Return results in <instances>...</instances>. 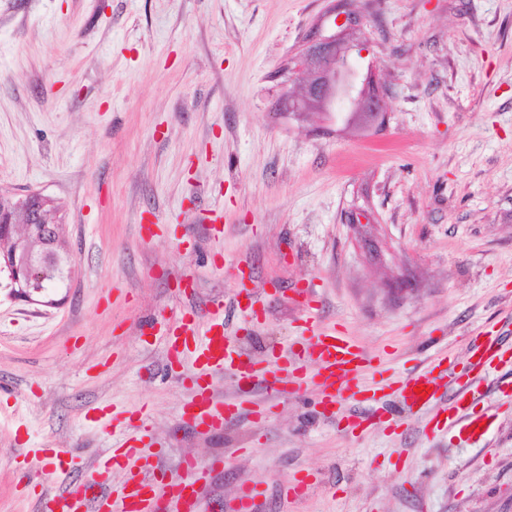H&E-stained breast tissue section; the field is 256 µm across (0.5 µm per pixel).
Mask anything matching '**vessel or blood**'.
Masks as SVG:
<instances>
[{
    "label": "vessel or blood",
    "instance_id": "1",
    "mask_svg": "<svg viewBox=\"0 0 512 512\" xmlns=\"http://www.w3.org/2000/svg\"><path fill=\"white\" fill-rule=\"evenodd\" d=\"M310 293L307 286L295 291L306 312L302 349L292 364L276 363L266 368V387L271 394L280 395L314 386L319 394L318 403L328 414L339 400L360 394L358 379L371 366L373 358L341 329L319 325L317 304ZM162 339L168 362H177L180 354L188 350L195 355L196 371L190 378L193 397L183 410L185 423L196 429L212 430L238 416V404L226 405L216 400L210 378L214 372L228 371L244 386L261 366L234 347L223 317L203 323L194 314L181 313L164 330ZM508 357L512 358V346L505 344L500 335L480 331L470 338L466 362L448 355L437 357L424 369L402 376L392 392L409 411H430L435 428L481 437L498 412L493 409L475 415L468 401L478 395L482 380ZM419 385L429 387L428 397L418 396L415 388ZM383 417L379 397L370 396L353 426L365 431L380 424ZM142 441L139 435L126 437L120 447L109 450L86 478L69 482L45 496L43 512H165L164 503L168 500L175 502L181 512H199V485L208 480L211 470L223 468V457H215L207 470L197 469L192 458H185L183 466L194 472V479L174 478L160 465L141 460ZM115 469L125 473L116 490L109 483V474ZM263 495L258 486L243 487L232 508L234 512H258Z\"/></svg>",
    "mask_w": 512,
    "mask_h": 512
}]
</instances>
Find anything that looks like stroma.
<instances>
[{"label": "stroma", "mask_w": 512, "mask_h": 512, "mask_svg": "<svg viewBox=\"0 0 512 512\" xmlns=\"http://www.w3.org/2000/svg\"><path fill=\"white\" fill-rule=\"evenodd\" d=\"M336 2L0 0V192L52 199L74 265L31 300L0 288V512H42L20 477L81 479L122 439L116 415L172 473L224 457L201 512L251 484L260 512H512V412L473 442L391 396L392 423L360 433L355 401L326 418L314 388L259 383L222 430L180 419L193 357L167 366L152 327L189 301L259 360L297 351L308 282L320 323L391 376L464 358L477 329L512 341V0H346L388 104L378 132L280 107ZM242 261L257 322L229 305ZM46 446L69 477L42 459L18 475ZM297 473L313 486L283 498Z\"/></svg>", "instance_id": "1"}]
</instances>
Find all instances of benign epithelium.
I'll return each mask as SVG.
<instances>
[{
    "label": "benign epithelium",
    "instance_id": "benign-epithelium-1",
    "mask_svg": "<svg viewBox=\"0 0 512 512\" xmlns=\"http://www.w3.org/2000/svg\"><path fill=\"white\" fill-rule=\"evenodd\" d=\"M331 15L332 26L337 31L315 37L295 59L296 67L304 76L303 94L298 100H286V109L290 112L326 113L344 99L360 104L367 125H383L388 109L385 97L373 76L360 80L356 72V58L363 57V53L368 51L366 43L351 38L360 28V19L341 6L333 9ZM28 200L34 203V207L25 212L23 240L15 241L13 250L3 254L4 264L0 269H7L10 286L30 299L44 292L42 284L55 273L61 258L57 254H48L37 260L27 258L23 242L59 234V225L55 224L52 213L47 209L50 199L33 193L28 195Z\"/></svg>",
    "mask_w": 512,
    "mask_h": 512
}]
</instances>
